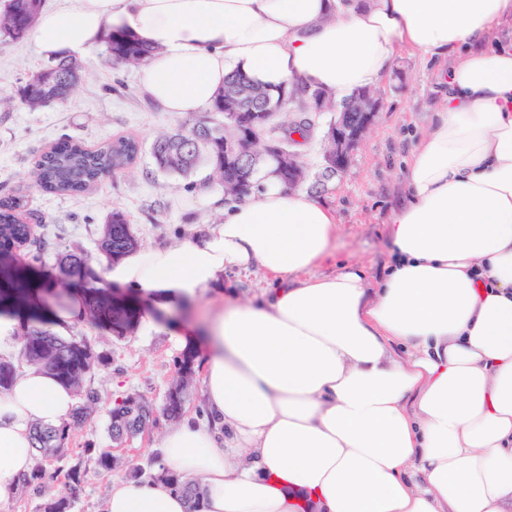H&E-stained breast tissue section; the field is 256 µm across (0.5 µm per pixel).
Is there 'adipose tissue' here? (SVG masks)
I'll list each match as a JSON object with an SVG mask.
<instances>
[{
  "instance_id": "ef3b65f1",
  "label": "adipose tissue",
  "mask_w": 512,
  "mask_h": 512,
  "mask_svg": "<svg viewBox=\"0 0 512 512\" xmlns=\"http://www.w3.org/2000/svg\"><path fill=\"white\" fill-rule=\"evenodd\" d=\"M508 19L512 0H75L39 15L49 56L109 28L156 46L143 87L178 114L209 109L236 70L342 101L400 49L454 60L388 216L381 281L348 264L316 274L335 257L336 214L270 167L223 223L107 269L162 309L232 268L273 282L260 300L225 298L207 329L208 421L160 442L163 463L200 482L202 512H512V45L495 40ZM74 404L34 367L0 394V504L34 464V425ZM187 507L162 482L122 479L105 512Z\"/></svg>"
}]
</instances>
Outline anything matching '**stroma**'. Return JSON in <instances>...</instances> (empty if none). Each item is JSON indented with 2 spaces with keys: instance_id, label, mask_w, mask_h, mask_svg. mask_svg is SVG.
Returning <instances> with one entry per match:
<instances>
[{
  "instance_id": "obj_1",
  "label": "stroma",
  "mask_w": 512,
  "mask_h": 512,
  "mask_svg": "<svg viewBox=\"0 0 512 512\" xmlns=\"http://www.w3.org/2000/svg\"><path fill=\"white\" fill-rule=\"evenodd\" d=\"M104 57L101 43L82 54L84 78L65 105L38 111L0 107V197L25 195L30 211L42 219V234L59 250L94 251L98 231L115 209L126 212L141 248L180 242L222 216L210 202L215 192L208 182L210 168L200 166L192 175L195 188L190 192L184 190L183 179L156 171L151 157L154 136L173 130L184 117L149 98L139 68L117 71L104 64ZM46 62L34 37L20 41L0 37V95L16 93L26 77ZM446 67V62L400 50L389 75L374 87L380 110L346 173L326 181L321 178L331 113L320 116L312 138L300 146L307 170L301 191L333 208L339 226L336 260L319 266L318 274H333L341 263L356 264L375 281L391 263L387 218L407 196L405 161L436 120L443 93L437 74ZM65 137L92 150L127 137L137 140L140 149L129 168L105 176L95 190L76 196L43 192L32 185L29 172L43 152ZM155 321L156 329L141 324L122 340L89 334L96 350L107 351L112 361L87 377L101 400L86 425L72 432L70 446L76 452L89 442L112 448L117 462L112 470L91 474L74 512H102L113 480L128 478L130 466H139L148 475L158 470L157 445L170 426L167 418H158L148 431L119 448L113 447L107 433L108 410L115 397L139 393L159 406L176 380L174 362L185 346L163 332L165 315H156Z\"/></svg>"
}]
</instances>
